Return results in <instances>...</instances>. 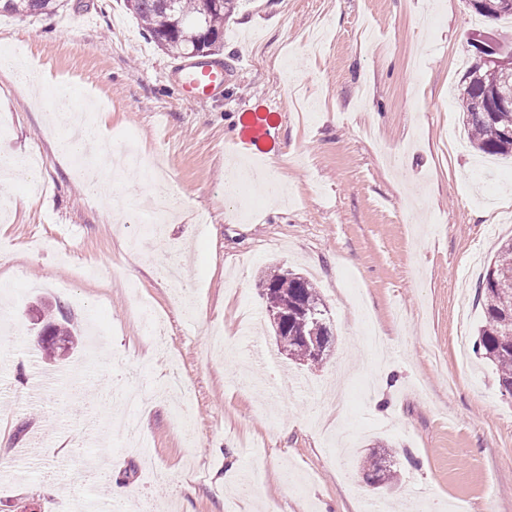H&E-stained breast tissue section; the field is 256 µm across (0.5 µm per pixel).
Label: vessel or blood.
Here are the masks:
<instances>
[{
  "label": "vessel or blood",
  "instance_id": "1",
  "mask_svg": "<svg viewBox=\"0 0 512 512\" xmlns=\"http://www.w3.org/2000/svg\"><path fill=\"white\" fill-rule=\"evenodd\" d=\"M238 71L233 60L188 58L172 63L170 75L182 100L199 103L222 96Z\"/></svg>",
  "mask_w": 512,
  "mask_h": 512
}]
</instances>
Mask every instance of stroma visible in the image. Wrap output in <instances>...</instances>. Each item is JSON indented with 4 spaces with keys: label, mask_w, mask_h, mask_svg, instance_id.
Here are the masks:
<instances>
[{
    "label": "stroma",
    "mask_w": 512,
    "mask_h": 512,
    "mask_svg": "<svg viewBox=\"0 0 512 512\" xmlns=\"http://www.w3.org/2000/svg\"><path fill=\"white\" fill-rule=\"evenodd\" d=\"M477 40L512 51V19L469 0H238L220 56L240 76L193 104L124 0L0 13V48L39 78L0 75V153L40 147L46 185L9 187L0 223V512H512V402L474 351L477 287L512 240V160L469 140L458 94ZM60 84L97 101L103 138L161 155L178 208L161 239L138 210L154 178L125 186L136 211L117 224L51 153L28 101L51 104ZM230 162L271 166L287 198L226 202ZM277 267L329 310L319 366L276 344L256 283ZM137 294L166 317L165 343L143 331ZM44 301L78 330L51 360L28 315ZM172 368L193 393L189 437ZM133 370L136 452L110 428ZM377 446L395 461L383 490L360 474Z\"/></svg>",
    "instance_id": "obj_1"
}]
</instances>
